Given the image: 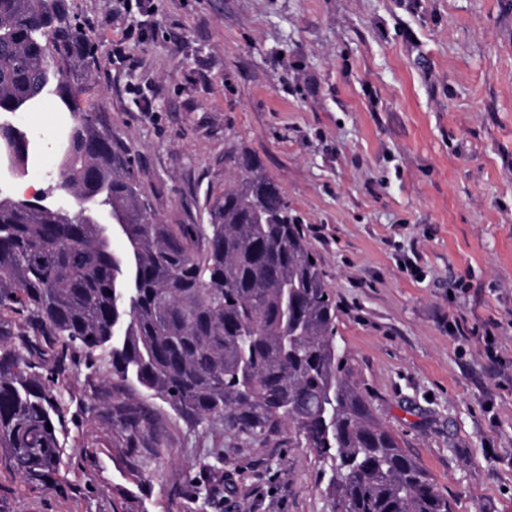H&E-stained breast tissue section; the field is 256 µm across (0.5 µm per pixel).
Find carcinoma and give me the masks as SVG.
Masks as SVG:
<instances>
[{"mask_svg":"<svg viewBox=\"0 0 512 512\" xmlns=\"http://www.w3.org/2000/svg\"><path fill=\"white\" fill-rule=\"evenodd\" d=\"M92 46L66 0H0V159H29L14 122L52 100L74 116L59 138L52 192L88 200L70 214L42 197H0V464L31 489L59 472L67 426L60 388L80 355L101 352L191 426L266 440L287 427L329 474L336 512H454L374 417L336 344L337 306L281 187L248 152L211 223L151 220L130 150L76 93ZM125 242L112 249L113 233ZM206 247H193V233ZM112 415L134 442L145 413Z\"/></svg>","mask_w":512,"mask_h":512,"instance_id":"1","label":"carcinoma"}]
</instances>
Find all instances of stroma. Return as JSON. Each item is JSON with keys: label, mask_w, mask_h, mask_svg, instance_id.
<instances>
[{"label": "stroma", "mask_w": 512, "mask_h": 512, "mask_svg": "<svg viewBox=\"0 0 512 512\" xmlns=\"http://www.w3.org/2000/svg\"><path fill=\"white\" fill-rule=\"evenodd\" d=\"M66 5L96 48L80 108L134 155L152 216L208 223L229 151L258 156L336 297V341L376 418L454 512H512V0ZM19 121L31 155L0 173L12 198L51 188L73 118L49 102ZM111 392L108 361L74 369L58 487L0 467V512H112L122 493L132 512H336L289 430L259 443L218 420L192 428L133 384L125 400L168 448L137 486L151 442L128 444Z\"/></svg>", "instance_id": "1"}]
</instances>
